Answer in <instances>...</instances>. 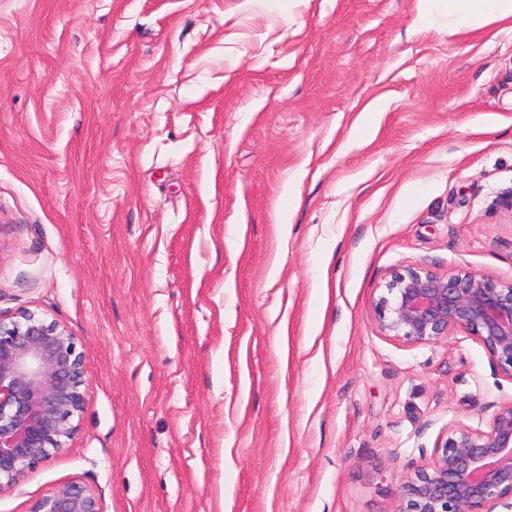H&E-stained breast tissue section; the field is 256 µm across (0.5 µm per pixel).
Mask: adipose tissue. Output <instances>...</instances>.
<instances>
[{
	"label": "adipose tissue",
	"instance_id": "1",
	"mask_svg": "<svg viewBox=\"0 0 512 512\" xmlns=\"http://www.w3.org/2000/svg\"><path fill=\"white\" fill-rule=\"evenodd\" d=\"M419 21L452 36L470 33L494 23H512V0H441L440 10L420 11Z\"/></svg>",
	"mask_w": 512,
	"mask_h": 512
}]
</instances>
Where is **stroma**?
<instances>
[{
  "instance_id": "obj_1",
  "label": "stroma",
  "mask_w": 512,
  "mask_h": 512,
  "mask_svg": "<svg viewBox=\"0 0 512 512\" xmlns=\"http://www.w3.org/2000/svg\"><path fill=\"white\" fill-rule=\"evenodd\" d=\"M417 13L0 0V317L65 324L87 397L0 512H392L512 401L473 337L375 319L402 266L512 280V29ZM29 512H103L94 487L79 480L52 488L32 505Z\"/></svg>"
}]
</instances>
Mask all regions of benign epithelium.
Instances as JSON below:
<instances>
[{"mask_svg":"<svg viewBox=\"0 0 512 512\" xmlns=\"http://www.w3.org/2000/svg\"><path fill=\"white\" fill-rule=\"evenodd\" d=\"M377 326L405 346L434 344L462 332L512 380V281L425 264L394 270L374 301ZM84 355L56 319L25 311L0 317V488L69 448L86 404ZM392 512H494L512 508V402L487 428L459 425L441 436L427 464L394 489ZM30 512H102L96 489L82 481L43 494Z\"/></svg>","mask_w":512,"mask_h":512,"instance_id":"1","label":"benign epithelium"}]
</instances>
